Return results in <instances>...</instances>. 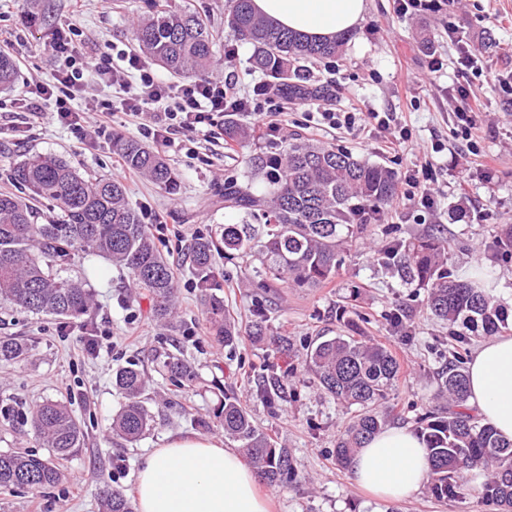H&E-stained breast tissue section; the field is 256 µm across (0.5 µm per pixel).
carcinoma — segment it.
Segmentation results:
<instances>
[{"label":"carcinoma","instance_id":"cac0c4a2","mask_svg":"<svg viewBox=\"0 0 512 512\" xmlns=\"http://www.w3.org/2000/svg\"><path fill=\"white\" fill-rule=\"evenodd\" d=\"M224 25L254 47L250 64L269 78L255 88L256 93L274 90L291 105L336 96L334 85L316 79L306 64L340 54L347 36L309 40L257 14L253 0H228ZM132 37L142 51L176 76H203L214 62L209 23L195 12L162 5L133 28ZM15 74L14 59L0 52V89L9 88ZM254 135L255 129L240 123L236 113L224 114L228 143L242 148ZM112 152L159 188L176 187L177 174L159 151L117 134L112 137ZM248 166L265 175L263 189L228 183L224 209L236 219L218 226L217 237H201L192 247L203 305L217 340L229 348L242 331L226 314L224 300L212 292L219 287L215 254L259 262L261 288L269 281L317 288L336 278L358 234L384 212L398 189L392 169L302 138L288 142L279 158L250 155ZM12 180L51 201L57 215L39 224L36 211L22 197L0 192L1 303L64 320L89 315L94 310L90 290L62 275L60 268L76 254H98L127 269L135 285L150 293L157 320L171 319L176 300L169 264L149 225L129 205L121 181L86 177L62 158L42 154L18 163ZM449 248L448 238L431 230L387 239L376 254L378 264L395 272L404 284L428 289L426 307L448 325V336L454 341L448 348V363L438 374L439 396L444 401L441 411L419 417L431 462L428 488L439 501L477 493L511 509L512 442L499 438L464 407L470 332L480 329L483 335L493 336L508 327L507 316L488 289L453 277L448 270ZM254 315L249 330L253 340L279 353L294 352L288 337L267 334L262 307H256ZM28 353L25 340L0 337V362L20 363ZM301 363L324 393L346 408L357 409L336 440V462L347 468L357 449L385 428L388 414L383 404L398 380L400 363L385 346L353 336L319 337L302 347ZM162 368L177 387L188 386L195 378L192 367L174 355L164 358ZM259 379L260 397L276 406L285 392L284 383L264 373ZM113 384L123 405L112 419V432L129 443L137 442L155 427V417L144 402L146 375L133 365L122 367ZM216 418L224 438L238 444L264 481L275 484L293 471L288 448L263 432L239 400L224 395ZM30 425L52 457L0 452V489L36 491L59 483L63 473L53 459L67 457L83 441L79 422L62 403L34 405ZM474 469L484 475L478 489L466 481ZM99 504L100 512H134L119 487L104 488Z\"/></svg>","mask_w":512,"mask_h":512}]
</instances>
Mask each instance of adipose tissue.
Masks as SVG:
<instances>
[{
	"instance_id": "obj_1",
	"label": "adipose tissue",
	"mask_w": 512,
	"mask_h": 512,
	"mask_svg": "<svg viewBox=\"0 0 512 512\" xmlns=\"http://www.w3.org/2000/svg\"><path fill=\"white\" fill-rule=\"evenodd\" d=\"M256 11L311 39H333L357 28L365 0H253ZM468 408L498 435L512 440V336L482 342L467 364ZM354 482L381 500L414 497L431 478L421 437L388 427L356 453ZM138 512H270V498L236 449L214 439L171 438L140 463L135 483Z\"/></svg>"
}]
</instances>
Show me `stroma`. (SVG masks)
<instances>
[{
	"mask_svg": "<svg viewBox=\"0 0 512 512\" xmlns=\"http://www.w3.org/2000/svg\"><path fill=\"white\" fill-rule=\"evenodd\" d=\"M157 2L84 0L78 7L73 0H0V50L10 52L19 68L13 86L0 91V188L12 187L14 164L34 154L62 156L85 175H112L117 157L110 137H81L56 120L31 117L23 104L33 83L51 79L54 73L57 61L50 44L60 24L73 25L74 41L85 54H135L139 48L132 29L151 15ZM366 2L365 18L349 35L342 54L317 62L312 73L335 85L338 94L329 105L331 111L359 105L394 113L399 124L408 126L413 136L395 154L382 152L376 134L311 128L303 105H284L278 134L262 136L244 148L226 147L214 132L193 133L182 148L160 149L179 174L176 193H166L141 176L125 183L138 213H159L186 232L179 242L156 239L170 265L179 269L178 302L170 324L153 317L147 290L136 288L128 271L100 257H74L67 269L68 275L85 280L93 293L97 312L88 326L108 334L100 352L88 353L79 343L88 327L81 321L65 325L52 316L0 304V336H20L30 345L23 363H0V452L21 449L49 457V450L22 423L23 414L37 402L65 403L84 430L81 447L60 463L65 481L35 494L0 490V512H97L96 494L103 481L133 495L139 462L152 449L186 434L223 440L215 412L228 393L246 405L293 458L294 476L264 488L273 500V512H495L474 495L439 501L425 489L394 506L370 497L333 457L352 410L321 391L301 368L289 378L285 400L268 407L258 395L257 374L263 367L281 374L288 357L245 337L231 349L218 344L200 302L190 248L196 238L223 224L225 184L249 181L262 187V178L248 176L247 156L281 153L289 138L300 136L351 151L398 175L431 160L438 172L434 204L392 212L387 223L370 225L363 246L320 288L282 283L260 288L254 264L216 256L215 268L225 277L217 294L240 327L251 324L260 304L270 331L299 345L339 333L385 345L401 364L399 381L385 403L389 422L413 428L437 403V374L445 365L448 328L426 310L425 290L404 286L378 265L377 243L392 230L401 237L441 231L451 244L452 274L464 279L483 268L493 280L492 295L512 317V259L493 245L499 225L512 224V112L502 111L500 98L486 99L481 150L491 163L480 167L455 134L450 101L457 86L468 83L477 89L485 82L460 69L458 58L467 43L480 49L492 74L512 82V0H441L438 11L403 15L397 14L395 0ZM168 3L198 13L211 22L219 45L234 46L233 60H217L209 79H230L245 93L263 82V75L250 65L252 46L238 41L224 24L227 0ZM451 25L458 30V40L448 38ZM433 56L443 63L435 73L427 68ZM436 144L442 145V152H433ZM464 169L470 176L462 180L458 173ZM459 208L467 211V219L456 218ZM396 309L407 315L410 336H402L387 321V314ZM167 353L191 363L196 374L192 386L176 388L160 371L158 363ZM131 364L149 375L147 407L157 420L156 429L134 444L112 435V417L122 404L112 374Z\"/></svg>",
	"mask_w": 512,
	"mask_h": 512,
	"instance_id": "obj_1",
	"label": "stroma"
}]
</instances>
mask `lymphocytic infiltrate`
Segmentation results:
<instances>
[{
	"label": "lymphocytic infiltrate",
	"mask_w": 512,
	"mask_h": 512,
	"mask_svg": "<svg viewBox=\"0 0 512 512\" xmlns=\"http://www.w3.org/2000/svg\"><path fill=\"white\" fill-rule=\"evenodd\" d=\"M52 52L62 59L63 65L56 70L51 80L33 84L25 109L32 116L50 114L52 118L67 124L74 131L82 129L84 109L76 101L84 74L93 71L105 84L124 88L125 96L120 103L104 100L95 109L102 114L99 132H106L107 120L115 111L122 110L140 116V133L143 137L174 146L173 134L181 130L196 131L204 127H222L224 114L231 109L254 113L259 126L276 129L278 111L275 107L276 92L260 99H251L240 93L231 80L183 81L167 83L159 80L151 66L139 56L124 55L121 64H114L111 56L89 57L78 53L70 32L58 31ZM497 85H488L486 92L471 86H458L455 90L456 107L454 118L457 128L473 155H480L484 112V93H497ZM321 121L334 129L352 131L362 129L375 131L383 136L385 147L408 141L412 133L395 121L390 112H324ZM434 178L432 162L407 171L402 180L403 190L390 202V209L397 210L407 205L431 206L429 185Z\"/></svg>",
	"instance_id": "1"
}]
</instances>
